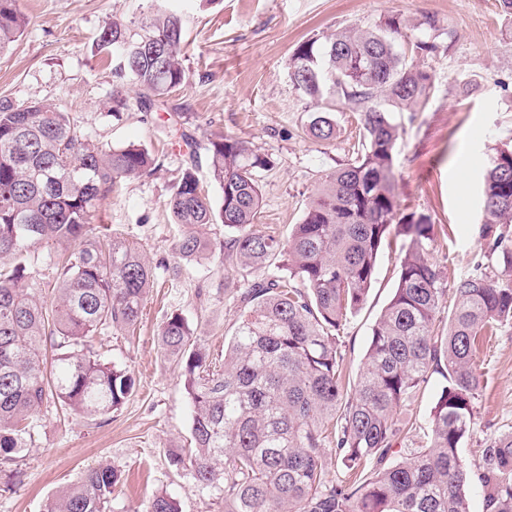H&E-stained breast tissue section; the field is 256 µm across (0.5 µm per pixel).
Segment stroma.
Wrapping results in <instances>:
<instances>
[{"label":"stroma","mask_w":512,"mask_h":512,"mask_svg":"<svg viewBox=\"0 0 512 512\" xmlns=\"http://www.w3.org/2000/svg\"><path fill=\"white\" fill-rule=\"evenodd\" d=\"M183 23L185 85L151 110L139 104L132 81L118 83L111 54L100 51V29L120 21L138 29L154 0H19L29 24L0 55V101L45 103L65 112L85 137L104 148L136 145L155 156L156 170L124 181L102 200L97 223L133 239L153 269L137 330L98 335L95 350L136 379L130 399L108 420L64 419L53 404L34 420L35 440L15 463L23 481L0 492V512H46L48 503L82 473L107 461L121 472L112 512H145L153 494L166 493L180 512H224L219 489L202 487L189 470L170 466L168 453L190 444L191 410L183 381L162 356L158 332L177 312L212 357H221L238 317L234 290L242 271L224 257V227L206 229L208 247L191 261L176 257L177 224L167 208L173 185L193 168L213 206L221 195L207 148L212 139L239 136L274 162L259 180L262 206L257 227L288 238L324 175L357 150V116L337 108L335 138L320 143L306 130L319 105L294 86L288 55L298 42L348 26H374L397 12L407 21L402 52L428 37L423 20L434 15L453 33L449 49L414 62L432 72L436 89L421 112H396L399 128L394 168L405 212L427 216L434 226L432 259L446 284L474 272L483 260L480 236L482 182L496 147H512V19L497 0H165ZM122 85L124 105L112 97ZM197 147L189 156L184 137ZM406 239L392 233L379 256L362 308L341 331L345 372L356 377L365 361L371 329L397 286L396 259ZM482 373L475 432L461 449L478 457L487 440L512 434V327L480 346ZM432 374L402 409L412 431L394 444L392 459L419 447L437 390Z\"/></svg>","instance_id":"stroma-1"}]
</instances>
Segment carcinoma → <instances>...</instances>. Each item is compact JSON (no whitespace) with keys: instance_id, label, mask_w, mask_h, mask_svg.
I'll return each instance as SVG.
<instances>
[{"instance_id":"carcinoma-1","label":"carcinoma","mask_w":512,"mask_h":512,"mask_svg":"<svg viewBox=\"0 0 512 512\" xmlns=\"http://www.w3.org/2000/svg\"><path fill=\"white\" fill-rule=\"evenodd\" d=\"M180 18L166 9L139 31L114 21L98 47L118 58L117 78L152 105L185 84ZM27 18L17 0H0V54L21 37ZM398 13L300 42L288 58L297 90L331 105L311 120L316 142L335 137L334 106L359 113L363 141L354 159L325 174L288 240L255 228L259 173L270 157L251 142H210L214 209L192 170L169 198L175 244L184 259L204 250L203 231L222 224L224 255L250 275L234 293L238 323L224 364L210 360L187 320L165 318L163 357L179 369L191 407V443L169 454L202 486L219 487L224 512H470L476 481L482 512H512V435L494 439L470 462L460 454L474 429L481 387L479 338L512 326V147L496 149L482 188L484 267L453 283L448 331L433 335L447 293L432 261L434 225L405 213L398 201L390 113L421 112L434 93L433 74L408 59L395 36ZM154 159L135 146L104 149L88 142L69 117L47 104L0 103V456L18 455L31 438L29 419L54 400L76 417H106L132 395L130 373L91 345L108 330L137 323L153 284L139 247L106 224L90 236L99 203L118 183L151 172ZM406 237L398 284L374 324L352 388L343 374L340 332L365 301L382 246L392 230ZM65 250L47 304L32 282L31 248ZM288 278L264 274L278 260ZM438 392L427 442L384 463L400 432L395 414L430 373ZM334 448L342 479L325 476ZM121 472L101 463L65 487L47 512H110ZM146 512H179L159 493Z\"/></svg>"}]
</instances>
